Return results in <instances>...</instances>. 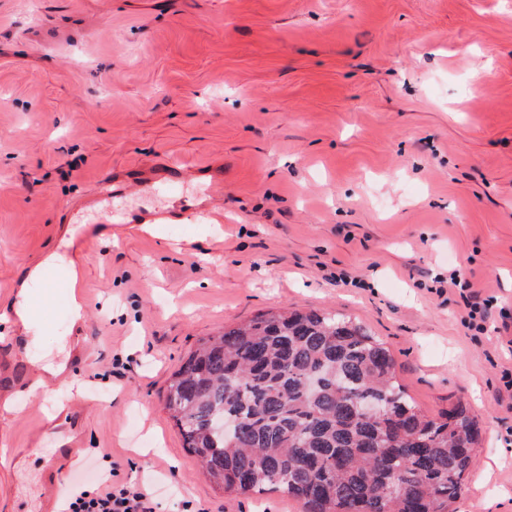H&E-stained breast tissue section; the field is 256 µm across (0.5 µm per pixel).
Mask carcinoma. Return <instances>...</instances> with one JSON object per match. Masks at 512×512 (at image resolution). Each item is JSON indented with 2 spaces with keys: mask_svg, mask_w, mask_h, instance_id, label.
<instances>
[{
  "mask_svg": "<svg viewBox=\"0 0 512 512\" xmlns=\"http://www.w3.org/2000/svg\"><path fill=\"white\" fill-rule=\"evenodd\" d=\"M165 408L218 488L279 492L303 512H449L476 460L465 407L424 414L384 343L326 311L260 314L200 340ZM224 416L241 421L233 438Z\"/></svg>",
  "mask_w": 512,
  "mask_h": 512,
  "instance_id": "carcinoma-1",
  "label": "carcinoma"
}]
</instances>
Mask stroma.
<instances>
[{
    "label": "stroma",
    "instance_id": "obj_1",
    "mask_svg": "<svg viewBox=\"0 0 512 512\" xmlns=\"http://www.w3.org/2000/svg\"><path fill=\"white\" fill-rule=\"evenodd\" d=\"M493 78L472 92L477 72ZM209 164L211 217L113 225L32 349L0 341V512H38L112 464L158 512H303L225 494L184 448L165 387L198 340L282 309L365 324L437 416L469 405L477 462L454 512H512V0H0V308L113 168ZM202 191L154 186L125 211ZM495 300L476 332L448 275ZM90 398L73 407L71 380Z\"/></svg>",
    "mask_w": 512,
    "mask_h": 512
}]
</instances>
